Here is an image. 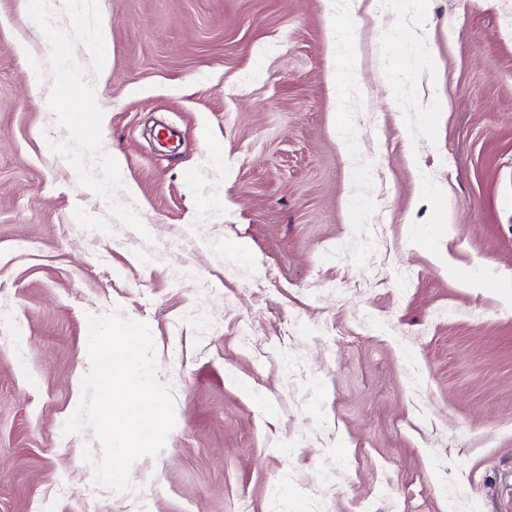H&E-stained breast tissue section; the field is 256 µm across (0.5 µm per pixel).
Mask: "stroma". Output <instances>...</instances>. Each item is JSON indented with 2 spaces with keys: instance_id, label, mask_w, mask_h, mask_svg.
Instances as JSON below:
<instances>
[{
  "instance_id": "obj_1",
  "label": "stroma",
  "mask_w": 512,
  "mask_h": 512,
  "mask_svg": "<svg viewBox=\"0 0 512 512\" xmlns=\"http://www.w3.org/2000/svg\"><path fill=\"white\" fill-rule=\"evenodd\" d=\"M345 2L0 0V512H512V0ZM113 310L125 492L63 432Z\"/></svg>"
}]
</instances>
